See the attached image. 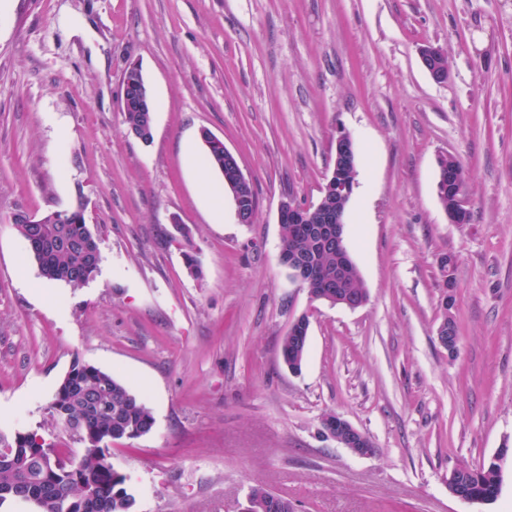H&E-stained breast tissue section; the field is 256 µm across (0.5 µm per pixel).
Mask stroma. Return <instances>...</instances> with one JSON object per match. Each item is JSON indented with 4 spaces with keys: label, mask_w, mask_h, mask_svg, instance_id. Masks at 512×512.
<instances>
[{
    "label": "stroma",
    "mask_w": 512,
    "mask_h": 512,
    "mask_svg": "<svg viewBox=\"0 0 512 512\" xmlns=\"http://www.w3.org/2000/svg\"><path fill=\"white\" fill-rule=\"evenodd\" d=\"M132 63L156 104L147 145L121 109ZM204 129L249 177L253 223L204 166ZM341 130L355 310L310 300L279 262V205L318 202ZM443 153L469 223L437 197ZM80 200L101 261L73 288L41 276L11 218ZM446 253L453 355L437 339ZM303 315L293 373L281 342ZM76 361L152 412L109 449L130 512H242L256 485L293 512H512V0H0V448L35 433L79 455L50 411ZM330 412L375 454L329 437ZM495 459L494 501L449 493L453 469Z\"/></svg>",
    "instance_id": "35a3bbf8"
}]
</instances>
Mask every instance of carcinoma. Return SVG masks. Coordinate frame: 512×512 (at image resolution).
Here are the masks:
<instances>
[{"label": "carcinoma", "mask_w": 512, "mask_h": 512, "mask_svg": "<svg viewBox=\"0 0 512 512\" xmlns=\"http://www.w3.org/2000/svg\"><path fill=\"white\" fill-rule=\"evenodd\" d=\"M206 163L225 179L233 178L234 160L224 151L207 150ZM16 228L37 263L43 278L78 288L96 275L101 259L98 238L87 224H65L55 211L40 216L38 224H18ZM282 256L303 260L317 272L316 289L329 292L336 286V250L299 235L293 224L281 225ZM345 288L364 290L356 264L345 270ZM281 350L288 355V367L301 370L307 344L294 336L282 339ZM74 376L63 386L62 404H51L52 415L87 451L79 462H61L58 490L33 501L37 512H129L133 496L125 487L126 477L116 471L104 455L93 452L108 442L132 440L148 433L154 420L150 409L121 380L79 361L72 364ZM46 473L39 459L25 455L21 467H0V505L21 501L41 485ZM463 491L493 501L500 490V475L494 465L461 468Z\"/></svg>", "instance_id": "carcinoma-1"}]
</instances>
